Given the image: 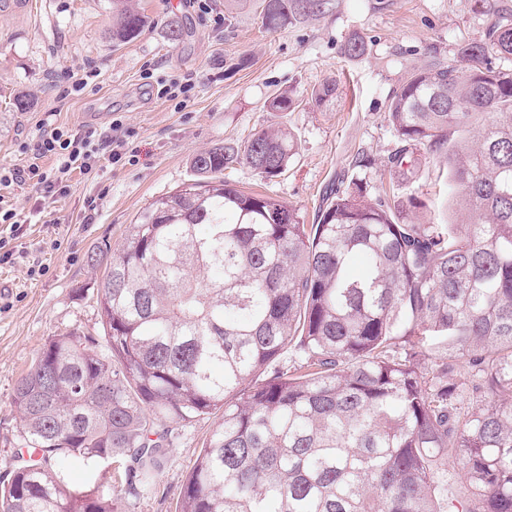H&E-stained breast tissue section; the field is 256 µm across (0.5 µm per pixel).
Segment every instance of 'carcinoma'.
I'll use <instances>...</instances> for the list:
<instances>
[{
	"label": "carcinoma",
	"instance_id": "obj_1",
	"mask_svg": "<svg viewBox=\"0 0 512 512\" xmlns=\"http://www.w3.org/2000/svg\"><path fill=\"white\" fill-rule=\"evenodd\" d=\"M329 7L263 0L262 23ZM147 25L112 0L113 45ZM459 53L465 66L429 64L391 96L390 163L411 182L410 149L444 153L468 224H417L368 201L358 176L315 224L224 182L237 166L282 174L285 128L197 154L194 178L150 203L110 257L104 341L55 336L18 380L35 453L0 483V512H115L70 490L62 464L117 463L147 491L168 463L165 420L216 411L179 512H512V70L489 62L512 56V27L495 22ZM334 95L325 82L310 98ZM293 105L286 91L267 100ZM450 129L473 141L448 144Z\"/></svg>",
	"mask_w": 512,
	"mask_h": 512
}]
</instances>
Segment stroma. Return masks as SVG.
Listing matches in <instances>:
<instances>
[{
	"label": "stroma",
	"mask_w": 512,
	"mask_h": 512,
	"mask_svg": "<svg viewBox=\"0 0 512 512\" xmlns=\"http://www.w3.org/2000/svg\"><path fill=\"white\" fill-rule=\"evenodd\" d=\"M150 19L133 42L112 43V0H0V172L26 170L39 139L53 129L77 134L107 130L121 119L133 130L128 161L101 159L91 172L73 171L66 193L47 195L28 181L12 185L22 222L0 224L11 257L0 263V477L15 470L23 431L12 404L18 379L52 337L101 330L97 292L105 281L103 246L119 249L126 230L156 198L178 190L193 174L191 161L224 142L243 143L268 126L287 127L297 155L286 172L266 181L240 166L225 180L266 193L315 223L330 193L345 187L357 153L367 197L417 198L420 224L466 225L448 195L443 155L414 151L417 177L401 183L388 163L398 145L387 121L393 92L409 73L433 61L459 63V47L483 38L494 22L512 24V0H332L323 14L302 17L277 31L262 24V0L212 5L225 16L212 30L193 0H134ZM183 30L169 38L171 24ZM362 40L363 55L347 56ZM192 77L185 105L160 98L155 81ZM336 85L326 106L309 103L313 88ZM288 91L289 112H272L267 98ZM29 100L17 111L15 97ZM220 420L205 415L168 422L170 460L153 489L135 494L100 465L94 477L81 467L66 472L70 488L96 487L121 512H176L181 491Z\"/></svg>",
	"instance_id": "35a3bbf8"
}]
</instances>
